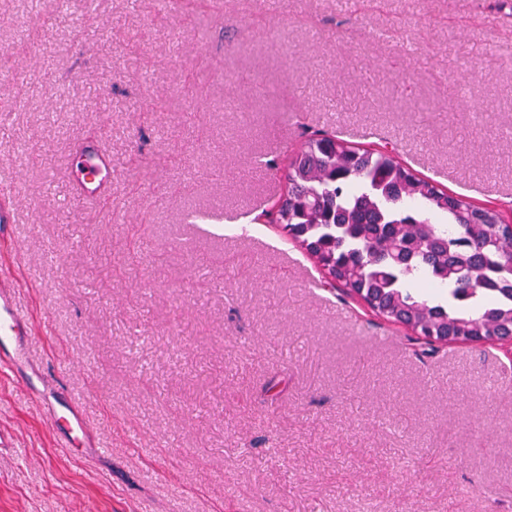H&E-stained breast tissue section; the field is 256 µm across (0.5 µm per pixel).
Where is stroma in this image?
I'll return each mask as SVG.
<instances>
[{
	"mask_svg": "<svg viewBox=\"0 0 512 512\" xmlns=\"http://www.w3.org/2000/svg\"><path fill=\"white\" fill-rule=\"evenodd\" d=\"M325 130L512 222V0H0V256L90 424L62 445L0 372V512H512L500 346L374 316L278 227L217 230ZM78 186L82 193L92 200L111 187V159L98 149L87 152L82 159V179Z\"/></svg>",
	"mask_w": 512,
	"mask_h": 512,
	"instance_id": "obj_1",
	"label": "stroma"
}]
</instances>
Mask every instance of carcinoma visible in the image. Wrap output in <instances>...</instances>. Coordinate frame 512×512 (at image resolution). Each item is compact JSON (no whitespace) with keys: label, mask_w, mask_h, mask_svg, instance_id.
<instances>
[{"label":"carcinoma","mask_w":512,"mask_h":512,"mask_svg":"<svg viewBox=\"0 0 512 512\" xmlns=\"http://www.w3.org/2000/svg\"><path fill=\"white\" fill-rule=\"evenodd\" d=\"M279 224L325 275L426 338L512 336V230L500 211L321 131L288 164Z\"/></svg>","instance_id":"carcinoma-1"}]
</instances>
